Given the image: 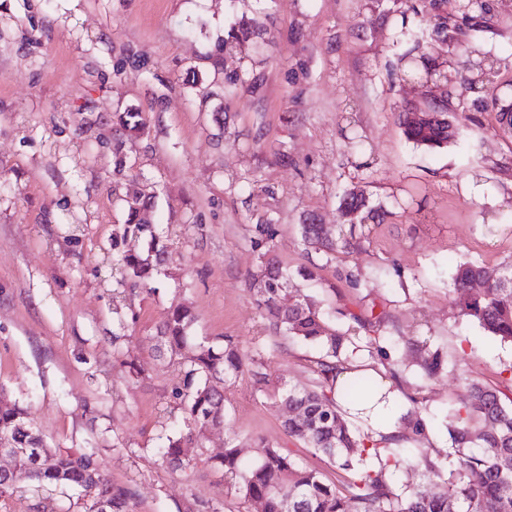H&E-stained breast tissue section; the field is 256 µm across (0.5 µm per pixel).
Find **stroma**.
Returning <instances> with one entry per match:
<instances>
[{"mask_svg":"<svg viewBox=\"0 0 512 512\" xmlns=\"http://www.w3.org/2000/svg\"><path fill=\"white\" fill-rule=\"evenodd\" d=\"M484 13L448 11V40L423 39L421 52L463 47L498 59L492 83L471 90L404 81L401 23L444 8L440 0H0V388L28 406L41 433L62 449L91 448L104 474L131 491L132 512H196L210 500L241 504L222 472L200 455L235 439L244 463L262 444L290 452L338 488L349 473L305 448L282 426L273 399L249 376L224 389L225 425L189 475L171 472L158 450L183 423L176 373L159 356L156 334L170 310L196 316L194 341L238 338L273 378L309 385L318 349L272 331L252 276L264 248L255 226L272 221L274 254L290 293L316 299L355 343L376 336L385 354L360 363L392 376L426 408L436 441L423 454L449 469V407L466 399L460 370L501 386L512 376V345L489 341L449 295L456 265L512 259V132L502 133L494 97L512 88V0H485ZM65 25H54L55 17ZM260 29L253 47H223L241 19ZM248 72L247 84L226 76ZM212 92L201 99L200 89ZM448 106L462 139L428 150L398 123L407 102ZM133 109L149 125L123 133L113 114ZM126 159L129 179L113 174ZM480 174L483 191L459 184ZM153 195L147 218L173 259L154 291L116 295L112 235L124 200ZM368 197L380 216L356 228L359 249L327 254L304 245L308 217L336 233L345 193ZM493 212L495 226L482 222ZM80 218L75 237L63 225ZM316 268L310 280L299 276ZM368 327L356 325V318ZM120 344H113V334ZM439 351V379L415 370L420 343ZM144 367L133 377L119 354ZM0 512H85L78 491H34L26 476Z\"/></svg>","mask_w":512,"mask_h":512,"instance_id":"35a3bbf8","label":"stroma"}]
</instances>
